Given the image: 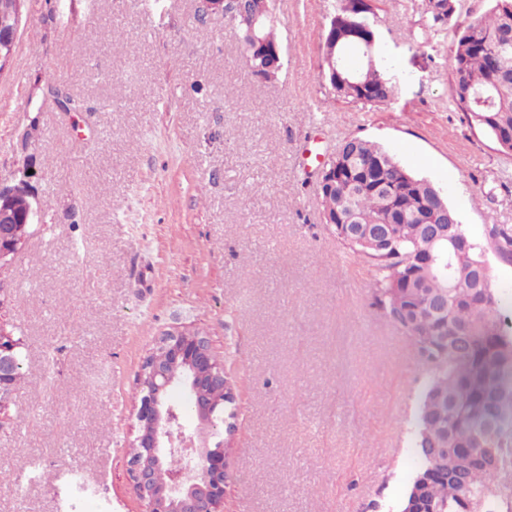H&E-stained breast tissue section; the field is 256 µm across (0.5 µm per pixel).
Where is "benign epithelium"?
I'll use <instances>...</instances> for the list:
<instances>
[{
	"instance_id": "1",
	"label": "benign epithelium",
	"mask_w": 512,
	"mask_h": 512,
	"mask_svg": "<svg viewBox=\"0 0 512 512\" xmlns=\"http://www.w3.org/2000/svg\"><path fill=\"white\" fill-rule=\"evenodd\" d=\"M227 0H198L206 17L229 20L232 26H247V36L254 37L265 20L276 16V0H237V13L225 11ZM347 48L336 55V28H331L328 62L331 72L355 74L351 57L372 54L376 43L372 30L363 27L348 35ZM25 199L19 212L14 201ZM36 210L32 194L23 182L0 185V267L8 266L23 247L26 227L33 224ZM19 341L0 325V406L10 401L18 386L17 349ZM141 397L136 407L139 433L130 444V474L143 512H222L229 485L226 442L232 438L236 422L224 418L226 437L210 443L203 441L196 452L178 447L184 440L177 411L169 404L174 387L185 390L200 425L217 435L214 415L235 402L224 360L214 351L202 331L191 324L176 326L161 334L156 347L145 357L139 375ZM179 454L194 461L195 467L170 472L160 483L157 470L170 455Z\"/></svg>"
}]
</instances>
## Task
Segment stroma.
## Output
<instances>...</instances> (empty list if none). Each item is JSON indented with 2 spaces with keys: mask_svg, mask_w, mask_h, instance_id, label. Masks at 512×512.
<instances>
[{
  "mask_svg": "<svg viewBox=\"0 0 512 512\" xmlns=\"http://www.w3.org/2000/svg\"><path fill=\"white\" fill-rule=\"evenodd\" d=\"M420 3L373 0L397 94L362 106L322 74L337 0H277L270 82L196 0H25L0 73V182H26L37 214L1 275L26 359L0 416V512H141L139 374L180 322L234 378L224 512H400L427 371L324 224L320 159L382 145L445 194L512 295L487 233L512 226V153L454 104L452 37L421 36Z\"/></svg>",
  "mask_w": 512,
  "mask_h": 512,
  "instance_id": "35a3bbf8",
  "label": "stroma"
}]
</instances>
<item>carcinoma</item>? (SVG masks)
<instances>
[{
  "label": "carcinoma",
  "mask_w": 512,
  "mask_h": 512,
  "mask_svg": "<svg viewBox=\"0 0 512 512\" xmlns=\"http://www.w3.org/2000/svg\"><path fill=\"white\" fill-rule=\"evenodd\" d=\"M0 31L18 29L23 0H5ZM458 0H423L429 28L454 30L452 98L471 125L512 152V0H494L488 15L457 21ZM336 37L375 27L370 0H339ZM241 50L255 75L268 78L263 61L239 27ZM337 97L387 105L397 84L381 51L361 61L354 80L331 76ZM336 187L321 195L323 211L348 255L372 268V306L413 343L429 375L419 400L415 435L418 465L401 510L411 512H512V325L483 252L472 243L459 214L430 180L401 165L381 145L360 137L336 152ZM369 159L383 163L386 182L367 174ZM442 208L454 221L452 238L432 243L426 217ZM390 238L377 248L354 241L385 220ZM499 257L512 261V226L491 224ZM448 263V277L438 262Z\"/></svg>",
  "instance_id": "cac0c4a2"
}]
</instances>
